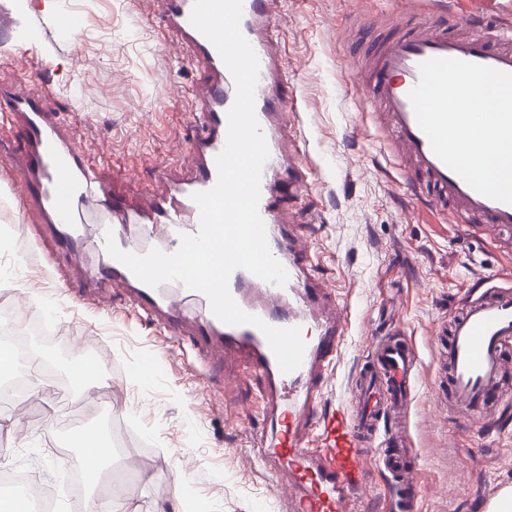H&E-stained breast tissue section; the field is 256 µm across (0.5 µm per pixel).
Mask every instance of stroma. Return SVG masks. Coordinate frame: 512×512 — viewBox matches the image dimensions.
Masks as SVG:
<instances>
[{"instance_id":"35a3bbf8","label":"stroma","mask_w":512,"mask_h":512,"mask_svg":"<svg viewBox=\"0 0 512 512\" xmlns=\"http://www.w3.org/2000/svg\"><path fill=\"white\" fill-rule=\"evenodd\" d=\"M80 22L77 39L50 23L48 8ZM402 0H279L278 39L299 110L292 116L310 174L276 199L310 248V284L347 312L340 360L328 373L321 405L348 401L371 365L380 337L404 341L417 360L412 399L392 418L418 457L405 477L416 484L419 512H487L512 487V402L493 403L477 423L448 411L447 339L443 329L468 300L490 287L512 286V232L494 236L455 223L429 204L430 187L409 183L373 116L359 59L361 39L402 33ZM0 90L41 80L54 108L89 152L109 154L103 175L119 200L138 204L162 193V169L187 165L203 130L192 89L207 74L190 51L167 39L156 0H0ZM427 19L482 17L477 33H512V0H428ZM20 129L0 131V276L15 283L8 306L55 326L59 357L69 339H87L110 363L95 379L112 417L139 461L135 475L107 463L85 484L102 500L108 479L128 478L130 512H288L287 475H268L252 450L264 427L263 380L241 354L215 362L199 387L194 339L172 341L160 326L134 317L123 289L91 302L77 294L72 255L50 231H36L24 191L6 161L24 152ZM37 295L27 304L28 295ZM55 395L35 392L27 417L0 409L7 453L0 472L31 471L42 483L63 482L62 461L80 463L71 432L47 431ZM368 478L357 512H394L384 468L367 456Z\"/></svg>"}]
</instances>
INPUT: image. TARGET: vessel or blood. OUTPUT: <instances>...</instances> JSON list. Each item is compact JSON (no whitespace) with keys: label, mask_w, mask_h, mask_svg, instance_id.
Returning <instances> with one entry per match:
<instances>
[{"label":"vessel or blood","mask_w":512,"mask_h":512,"mask_svg":"<svg viewBox=\"0 0 512 512\" xmlns=\"http://www.w3.org/2000/svg\"><path fill=\"white\" fill-rule=\"evenodd\" d=\"M194 0H158L170 35L184 43L207 73L195 108L205 134L193 147L189 176L171 181L168 190L138 210L127 209L112 197L101 177L105 154L87 156L73 140L67 124L51 102L27 84H18L10 108L0 114L6 122L21 121L27 152L11 171L25 189L28 207L37 209L44 224L54 228L74 258L93 252L96 264L81 266L83 297L98 295L104 285L124 289L133 308L151 322L176 328L183 303L197 304L193 330L199 338L197 374L207 379L212 361L225 353H245L266 381L263 396L269 429L254 440L256 455L267 473H288L296 486L291 512H352V495L367 472L365 439L381 437V459L389 475L398 512L415 505L400 482L408 462L417 454L397 434L381 435V406L400 405L415 382L414 359L397 341L379 343L373 368L355 382L349 405L329 411L318 408L321 383L328 365L339 353L348 325L347 315L326 310L317 289L307 282L302 259L306 247L287 231L276 196L286 186L306 180L301 164L286 151L288 122L298 101L284 94L287 75L278 65L275 0H244L240 29L259 60L255 114L269 148L260 182L259 214L269 249L288 273L285 286L267 283L246 270H235L229 290L246 312L274 327H297L306 344L301 366L282 373L268 341L256 326L228 325L216 318L208 299L179 283L151 288L112 258L105 245L113 232L124 251L145 253L157 247L175 251L179 236L197 233L199 210L193 193L212 188L218 177L215 158L227 135V112L236 88L212 43L195 29L189 16ZM367 84L382 111L378 120L387 131L412 174H419L440 191L436 209L452 205L457 223L474 221L512 229V205L488 198L471 188L433 153L418 126L409 100L419 81L421 62L435 57L457 58L512 72V37L490 39L482 34L451 35L434 22L414 24L394 40L369 47ZM512 344V289L491 290L469 301L452 322L448 364L450 398L468 420L480 417L498 395L503 378L502 352Z\"/></svg>","instance_id":"vessel-or-blood-1"}]
</instances>
